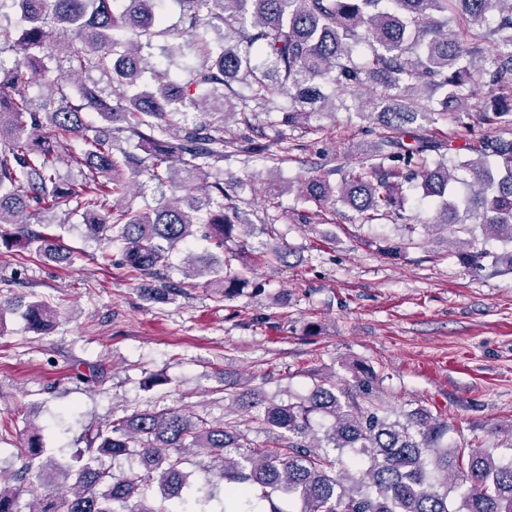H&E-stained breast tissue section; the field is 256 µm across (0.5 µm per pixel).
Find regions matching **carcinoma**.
<instances>
[{"mask_svg":"<svg viewBox=\"0 0 512 512\" xmlns=\"http://www.w3.org/2000/svg\"><path fill=\"white\" fill-rule=\"evenodd\" d=\"M27 28L20 38L0 25V54L19 45L23 57L0 62V242L70 265L73 255L55 243L52 225L24 219L43 212H82L97 241L124 243L121 264L136 276L155 277L172 251L201 238L220 250L241 225L219 163L224 124H199L171 135L172 117L196 104L185 86L205 90L209 110L227 117L235 107L222 90L250 81L252 96L268 105L286 95L290 126L320 112L352 109L375 115L386 133L359 166L337 168L336 186L309 179L308 199L341 201L371 222L403 217L404 185L416 183L430 199L428 229L453 237L476 224L483 235L512 245V0H181L187 39L206 58L187 85L157 72L153 88L138 90L149 63L141 40L163 33L160 0H11ZM224 28L215 53L210 31ZM130 33L125 52L112 57L114 36ZM54 45L70 68L92 63L112 82L106 95L95 83H71L33 48ZM54 87L57 102L37 111L26 95L31 78ZM342 95L331 99L321 82ZM490 89L479 113L486 131L458 147L401 137L422 117L462 122L468 102ZM434 90L440 108H425ZM353 100L348 105L347 100ZM95 112L98 126L85 121ZM120 133L138 140L145 156L113 151ZM81 141L72 161L79 182L59 179L63 140ZM196 184V205L164 201L123 204L140 179ZM481 268L490 253H459ZM211 277L230 296L248 284L229 261L210 257L184 271ZM17 314L30 331L53 326L58 311L43 299L0 305V324ZM379 378L362 370L339 386L319 380L305 396L280 403L253 402L254 420L267 435L253 448L238 421L209 422L168 409L140 410L109 426H88L73 467L44 457L40 430L16 448L24 459L15 484H0V512H512V457L487 448L448 450V423L418 410L389 420L375 399ZM203 448L219 463L224 497L218 508L211 470L189 481L185 453ZM122 458L117 477L102 458ZM36 471V480L26 475ZM261 490L255 495V490ZM456 492L459 507L448 506Z\"/></svg>","mask_w":512,"mask_h":512,"instance_id":"1","label":"carcinoma"}]
</instances>
